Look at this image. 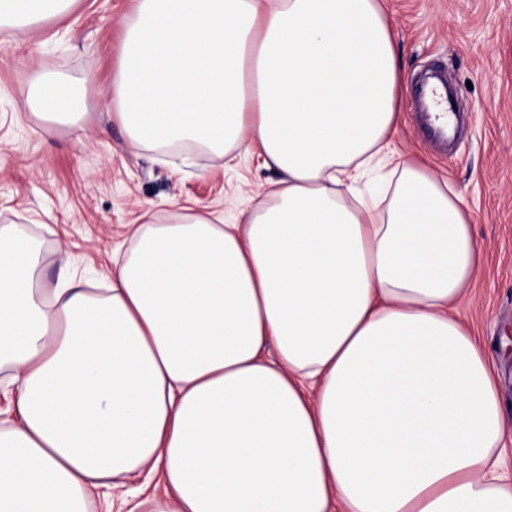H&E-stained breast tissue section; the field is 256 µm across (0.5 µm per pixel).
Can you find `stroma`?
<instances>
[{
  "instance_id": "1",
  "label": "stroma",
  "mask_w": 512,
  "mask_h": 512,
  "mask_svg": "<svg viewBox=\"0 0 512 512\" xmlns=\"http://www.w3.org/2000/svg\"><path fill=\"white\" fill-rule=\"evenodd\" d=\"M135 0H73L63 13L13 37L0 32V227L23 226L38 243V285L93 292L99 274L131 246L129 227L151 217L232 214L268 190L253 157L235 169L194 152L132 148L113 118L112 78L122 23ZM406 94L396 150L448 179L466 197L484 260L460 315L498 359L499 398L512 423V0H387ZM44 65L84 91L77 125L47 122L23 102ZM441 71L458 126L435 143L416 102L425 73Z\"/></svg>"
}]
</instances>
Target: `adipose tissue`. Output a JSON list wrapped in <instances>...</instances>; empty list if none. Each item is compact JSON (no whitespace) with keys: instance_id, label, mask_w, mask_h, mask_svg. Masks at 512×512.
Returning a JSON list of instances; mask_svg holds the SVG:
<instances>
[{"instance_id":"ef3b65f1","label":"adipose tissue","mask_w":512,"mask_h":512,"mask_svg":"<svg viewBox=\"0 0 512 512\" xmlns=\"http://www.w3.org/2000/svg\"><path fill=\"white\" fill-rule=\"evenodd\" d=\"M71 2L0 0V31ZM404 91L386 0H136L131 144L254 155L275 189L229 224L137 226L103 296L37 287L36 242L0 228V512H86L144 473L147 512H512L496 360L456 315L482 248L463 195L391 148ZM29 93L83 115L46 68Z\"/></svg>"}]
</instances>
